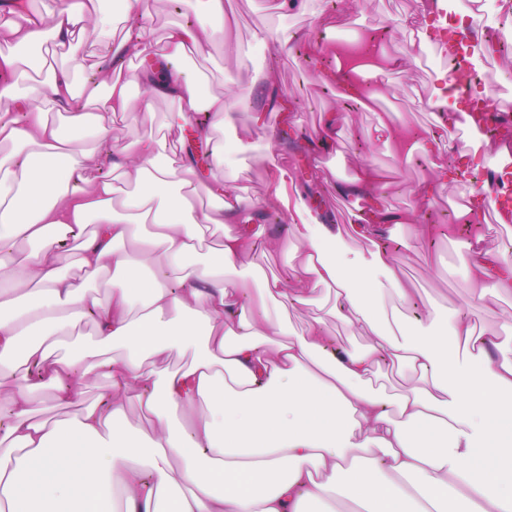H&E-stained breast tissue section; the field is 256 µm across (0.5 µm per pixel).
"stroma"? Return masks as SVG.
<instances>
[{
  "mask_svg": "<svg viewBox=\"0 0 512 512\" xmlns=\"http://www.w3.org/2000/svg\"><path fill=\"white\" fill-rule=\"evenodd\" d=\"M276 0H225V12L236 25L234 39L250 45L254 31L272 26L276 34L292 38L291 53L269 49L254 64L241 66L237 59L225 56L222 45H214L207 57L185 62V70L208 75L206 90L214 95L243 86H255L257 92L239 107L227 135L247 137L251 148L240 159L229 158L223 168L211 169L200 181L213 187L231 178L237 165H245L247 174L240 179V193L247 198L266 199V212L277 214V223L254 215L252 228L261 231L268 253L267 268L285 275L294 262L295 226L299 218L294 210L296 199L313 204L314 214H321V204L333 202L335 226L341 231L343 245L352 242L347 225L351 223V203L336 192L338 181H346L368 166L386 186L390 207L403 212L418 204L415 185L427 178L434 165H448L449 155L425 152L427 130L431 122L430 97L435 83L433 54H420L398 29L399 21L418 26L422 19L420 0H350L349 4L324 13L277 15ZM382 37L380 55L401 56L404 69L390 70L381 79L365 77L366 102L344 104L338 89L318 80V73L332 71L347 62L342 48L361 42L369 33ZM346 115L342 135L335 143L336 152L327 159L315 158L308 141L315 137L326 113ZM386 118L396 131L404 134L410 149L408 157L396 158L395 147L377 140L374 128L379 118ZM288 172L287 195L273 197L268 173L272 165ZM410 225L395 224L386 228L372 225L369 234L360 238L359 247L378 250L385 242L397 246L395 253L401 266V278L412 290L409 301L401 305L409 319L423 315L428 302H436L442 313L462 311L476 329L497 330L500 339L512 337V328L503 326L502 316L512 312V292H489L479 303L472 302L471 266L460 260L464 243L452 225L419 224L424 243L405 248Z\"/></svg>",
  "mask_w": 512,
  "mask_h": 512,
  "instance_id": "35a3bbf8",
  "label": "stroma"
}]
</instances>
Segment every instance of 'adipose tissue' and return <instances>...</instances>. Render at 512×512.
Here are the masks:
<instances>
[{"label": "adipose tissue", "mask_w": 512, "mask_h": 512, "mask_svg": "<svg viewBox=\"0 0 512 512\" xmlns=\"http://www.w3.org/2000/svg\"><path fill=\"white\" fill-rule=\"evenodd\" d=\"M208 26L168 28L157 46L148 0H63L33 10L16 0L6 27L13 49L0 70L45 67L38 48H67L65 64L28 90L0 85V380L12 381L9 417L0 424V512H512V438L497 429L512 418V343L496 331H476L465 315L427 309V327L408 329L378 314L384 289L409 294L395 257L384 251L329 258L330 232L305 220L303 260L289 277L267 276L257 238L228 234L201 268L187 266L201 245L202 227L237 220L247 204L234 181L201 199L192 168L166 158L192 113L207 112L197 136L211 144L215 164L227 148L218 132L232 124L237 95L204 93L192 77L142 71L97 93L85 73V45L103 46L114 64L168 62L208 54L228 35L224 0H186ZM145 88L133 100L132 84ZM447 71L436 73L431 151L451 144L441 127H465L468 115L449 101ZM175 104L154 131L113 137L112 118L153 119V102ZM63 114L62 123L48 113ZM89 132L76 143L71 134ZM108 165L100 178L93 166ZM341 195L369 193L380 224H407L392 213L370 168L338 186ZM466 250L474 295L512 288V256L474 245ZM109 273V298L88 292V276ZM251 276L254 301L303 302L306 282L334 290L330 314L363 347L330 352L322 317L289 336L288 319L254 320L238 276ZM23 282L21 291L12 282ZM92 318L93 339L57 338L76 320ZM191 355L174 368L173 357ZM397 367L400 391L373 388L381 364ZM112 381L102 401L78 405L85 382ZM76 405L68 425L44 419L39 392ZM133 395L149 418L126 417ZM204 413L182 429L185 411Z\"/></svg>", "instance_id": "obj_1"}]
</instances>
